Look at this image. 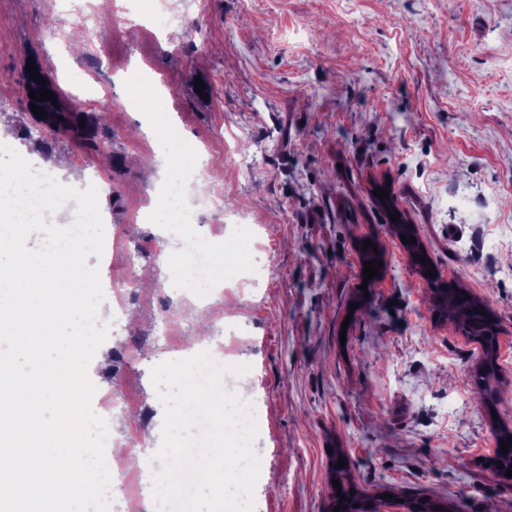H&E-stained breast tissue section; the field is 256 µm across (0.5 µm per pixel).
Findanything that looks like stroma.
Instances as JSON below:
<instances>
[{"label":"stroma","instance_id":"1","mask_svg":"<svg viewBox=\"0 0 512 512\" xmlns=\"http://www.w3.org/2000/svg\"><path fill=\"white\" fill-rule=\"evenodd\" d=\"M174 34L144 27L158 0H91L99 40L75 39L67 0H0V126L9 146L64 185L95 186L105 227L98 267L109 335L92 359L91 406L131 417L107 453L152 456L163 406L152 370L197 353L202 327L225 329L222 360L262 405L255 512H331L330 449L380 512L422 495L467 512H512V480L487 466L512 399L489 413L476 386L482 348L434 306L410 264L376 183L389 185L440 280L490 300L499 319V382L512 387V0H167ZM35 62L67 111L93 86L104 124L40 146L22 90ZM168 100L130 89L140 74ZM205 89L196 92L195 80ZM167 129L180 173L205 166L194 195L224 199L190 226L166 220L162 162L146 127ZM262 152L250 171L238 153ZM248 224L267 265L248 263L234 236ZM194 233L227 264L201 292L177 240ZM383 270L364 282L361 241ZM485 277H469L472 262ZM137 280L125 306L113 282Z\"/></svg>","mask_w":512,"mask_h":512}]
</instances>
